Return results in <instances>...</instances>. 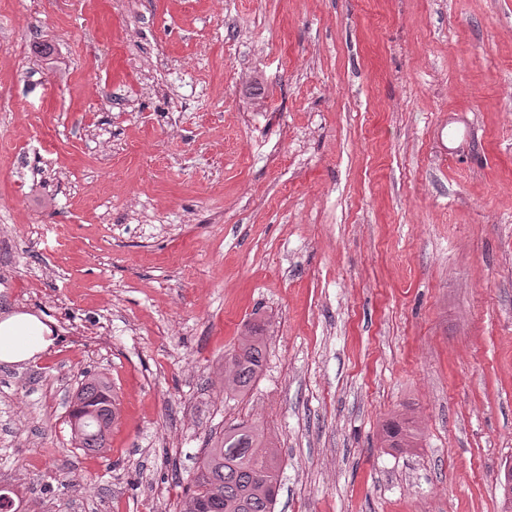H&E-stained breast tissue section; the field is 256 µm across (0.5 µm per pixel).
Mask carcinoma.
<instances>
[{
    "instance_id": "cac0c4a2",
    "label": "carcinoma",
    "mask_w": 512,
    "mask_h": 512,
    "mask_svg": "<svg viewBox=\"0 0 512 512\" xmlns=\"http://www.w3.org/2000/svg\"><path fill=\"white\" fill-rule=\"evenodd\" d=\"M266 352L264 337L253 328L224 358V395L243 396L257 380ZM116 416L112 382L91 373L69 403L71 439L88 454L108 445ZM414 433L398 420L382 429L389 448L409 446ZM279 449L256 424L237 423L207 444L187 484L179 512H275L279 488ZM501 512H512V468L504 470Z\"/></svg>"
}]
</instances>
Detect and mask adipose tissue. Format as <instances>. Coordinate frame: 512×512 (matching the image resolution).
<instances>
[{
    "label": "adipose tissue",
    "instance_id": "1",
    "mask_svg": "<svg viewBox=\"0 0 512 512\" xmlns=\"http://www.w3.org/2000/svg\"><path fill=\"white\" fill-rule=\"evenodd\" d=\"M48 327L37 317L15 314L0 320V362L17 364L47 350Z\"/></svg>",
    "mask_w": 512,
    "mask_h": 512
}]
</instances>
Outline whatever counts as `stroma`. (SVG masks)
Masks as SVG:
<instances>
[{
    "mask_svg": "<svg viewBox=\"0 0 512 512\" xmlns=\"http://www.w3.org/2000/svg\"><path fill=\"white\" fill-rule=\"evenodd\" d=\"M0 272V320L53 338L0 362L23 512H178L242 421L275 512H500L512 0H0ZM255 323L263 372L225 396ZM90 370L102 457L67 424ZM402 417L418 441L384 447ZM112 382L103 373H91L78 387L69 403L71 439L88 454H99L108 445L116 416Z\"/></svg>",
    "mask_w": 512,
    "mask_h": 512,
    "instance_id": "35a3bbf8",
    "label": "stroma"
}]
</instances>
